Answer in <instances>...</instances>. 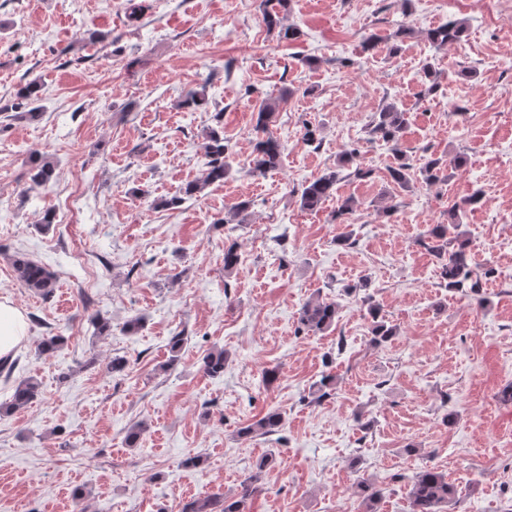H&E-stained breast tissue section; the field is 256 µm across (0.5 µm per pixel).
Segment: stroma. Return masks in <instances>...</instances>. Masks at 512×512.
Masks as SVG:
<instances>
[{
    "label": "stroma",
    "instance_id": "1",
    "mask_svg": "<svg viewBox=\"0 0 512 512\" xmlns=\"http://www.w3.org/2000/svg\"><path fill=\"white\" fill-rule=\"evenodd\" d=\"M500 2L289 0L284 22L299 35L286 41L267 29L263 0H141L136 20L126 0H0V104L31 81L43 89L38 118L0 115V302L28 324L0 404L29 376L43 390L0 416V512H171L239 499L254 473L245 512H364L362 480L381 492L377 512H411L409 479L426 466L456 490L448 512H512V403L501 398L512 385V22ZM452 21L465 27L458 42L428 39ZM199 87L206 105L181 107ZM275 99L268 132L282 164L260 176L249 165L257 110ZM389 103L403 132L369 142ZM211 127L230 147L229 175L160 207L201 176ZM351 147L371 172L338 184L354 211L302 209V188ZM400 153L413 166L404 189L389 177ZM37 155L55 167L44 188L29 179ZM431 158L444 167L436 182L420 172ZM455 204L476 293L445 288L427 247ZM230 245L240 263L228 272ZM17 253L55 273L53 296L17 282ZM315 299L336 303V323L299 332ZM372 303L398 328L379 347ZM49 335L64 343L40 353ZM213 349L227 354L217 377L200 369ZM115 358L123 370H110ZM327 374L336 389L321 399ZM272 409L280 432L239 436ZM266 454L275 462L259 468Z\"/></svg>",
    "mask_w": 512,
    "mask_h": 512
}]
</instances>
